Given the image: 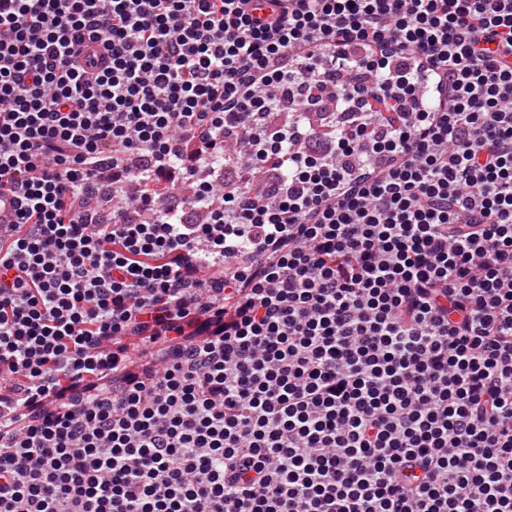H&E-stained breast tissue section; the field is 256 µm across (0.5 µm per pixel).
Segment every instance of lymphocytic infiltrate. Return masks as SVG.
<instances>
[{
    "mask_svg": "<svg viewBox=\"0 0 512 512\" xmlns=\"http://www.w3.org/2000/svg\"><path fill=\"white\" fill-rule=\"evenodd\" d=\"M0 183V512H512V0H0Z\"/></svg>",
    "mask_w": 512,
    "mask_h": 512,
    "instance_id": "obj_1",
    "label": "lymphocytic infiltrate"
}]
</instances>
